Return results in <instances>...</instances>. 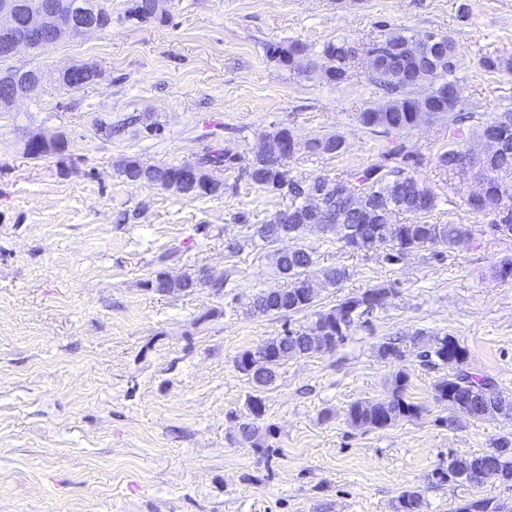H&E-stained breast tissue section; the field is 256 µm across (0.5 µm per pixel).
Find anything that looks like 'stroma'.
I'll use <instances>...</instances> for the list:
<instances>
[{
	"label": "stroma",
	"mask_w": 512,
	"mask_h": 512,
	"mask_svg": "<svg viewBox=\"0 0 512 512\" xmlns=\"http://www.w3.org/2000/svg\"><path fill=\"white\" fill-rule=\"evenodd\" d=\"M130 6L112 0L110 31L15 59L48 71L91 62L97 81L65 92L49 80L0 112V512H395L410 488L422 490V512L480 498L512 512V481L432 484L449 456L489 451L512 421L450 425L435 399L442 370L421 365L408 342L418 329L454 336L467 350L463 370L512 392V281L491 274L512 257V238L494 234L490 217L440 204L433 221L472 225L476 241L396 266L308 227L302 241L317 267L349 271L341 287L318 289L317 306L375 284L396 293L334 351L279 366L262 392L254 448L239 435L253 389L234 359L310 320L251 310L256 293L285 285L272 247L251 242L252 227L288 200L236 171H218L224 194L203 200L120 173L130 157L178 165L227 145L248 160L260 136L282 127L298 143L284 161L292 176H346L400 139L431 158L448 143L447 121L400 139L364 128L360 112L383 94L363 68L328 82L323 43L379 39L384 21L416 39L446 33L453 77L489 119L512 107V73L483 65L512 59V0H171L166 25L131 17ZM291 39L311 52L289 66L267 45ZM60 131L64 154L25 153L29 135ZM325 133L343 136V153L307 152L306 141ZM242 210L250 223L235 221ZM230 241L244 245L233 257ZM172 246L178 258L158 263ZM205 268L226 286L146 285L162 270ZM389 337L405 349L408 394L423 412L386 429L352 427L349 403L390 386L394 367L376 353Z\"/></svg>",
	"instance_id": "1"
}]
</instances>
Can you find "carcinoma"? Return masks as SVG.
Wrapping results in <instances>:
<instances>
[{"instance_id":"cac0c4a2","label":"carcinoma","mask_w":512,"mask_h":512,"mask_svg":"<svg viewBox=\"0 0 512 512\" xmlns=\"http://www.w3.org/2000/svg\"><path fill=\"white\" fill-rule=\"evenodd\" d=\"M440 37L445 43L446 56L442 63L431 70L429 80L432 89L429 94L422 96L417 92L418 84L413 82L402 56L389 54L386 57L387 73L371 76V82L383 91L387 101L360 113L359 122L371 131L378 129L382 134H400L413 127L412 109L418 101L425 100L433 109L435 118L448 119V148L433 156L436 167L460 178L474 170L484 175L490 183L485 203L477 207L464 199L463 205L474 214L490 215L496 222L506 221L512 226V109L499 112L490 120H483L476 113L465 111L464 95L448 101V84H458V81L448 79L455 69L456 52L448 35L442 33ZM410 41V37L388 32L381 39L367 44L364 52L383 53ZM297 46L309 50L307 44L292 40L288 43L273 42L268 46V52L289 64L293 49ZM358 55L359 48L346 40L324 43L321 57L328 62V81H343L350 77ZM490 131L501 141L496 154L463 157L469 142L482 139ZM292 137L291 130L286 127L260 137L253 158L246 165L242 156L230 147L208 151L196 162L201 179L185 185L186 196L190 198L213 197L221 194V190L207 183L211 169H237L245 174L258 168V187L289 200L288 211L292 217L288 223L280 224L273 219L255 225L252 234L266 245L286 239L293 241L288 248L277 251L276 268L287 280L286 286L260 292L253 301V309L260 314H297L309 310L310 322L293 328L288 326L256 348L243 351L234 360L236 369L248 378L253 387V393L248 395L246 402L251 419L241 425L240 432L243 440L254 447L259 446V441L255 440L258 434L256 421L265 414V403L258 392L275 382L279 365L293 357H309L322 352L320 342L312 338L314 334L332 336L334 346H340L355 330L372 322L375 313L385 304L380 296L386 297L391 293L390 287L377 284L360 293L342 297L330 306L315 308L314 296L307 291L314 280L321 281L325 287L337 288L347 279L349 272L337 266L313 271L314 251L297 243L306 225L340 224L349 229L369 224L374 233L362 236L357 247H347L341 236L337 237V241L354 254L380 251L383 261L390 266L399 264L401 257L416 251L437 247L450 251L465 248L473 242L476 234L475 227L468 224L430 222L441 196L434 191L426 204H418L423 183L414 177L413 172L424 165L425 156L403 142L382 153L378 163L346 178L291 177L286 187H280L282 160L267 159L265 151L270 141L280 140L284 143V155H290L293 153ZM121 174L129 181L147 182L161 189L182 177V172L175 165L151 166L138 158L126 160ZM340 183L362 184L366 196L356 205L348 195L338 190ZM315 193L323 195L324 209L314 216L307 210V199ZM202 284L203 281L196 275L183 273L171 279L166 271L157 273L155 279L147 282L148 286L158 291L168 286L188 290ZM411 342L413 348L419 350L423 362L433 368L448 366L450 356L456 365L463 363L466 357L465 348L453 336L430 335L419 330L412 334ZM377 356L395 365L396 371L385 396L371 401L357 400L348 406L346 419L353 427L384 429L400 420L417 418L422 413V407L408 395L409 373L400 366L404 357L401 348L391 341H385L377 346ZM435 391L438 402H448L462 411V414L450 419L452 423L461 419H483L482 409L489 401L501 405V418L512 420V397L504 395L488 375L457 370L440 378L435 384ZM472 466L483 469L493 477L512 479V439L501 437L493 450L482 454L451 458L447 468L440 469L435 483H469L471 477L468 468ZM422 503L421 492L405 489L397 498L396 512H419Z\"/></svg>"}]
</instances>
